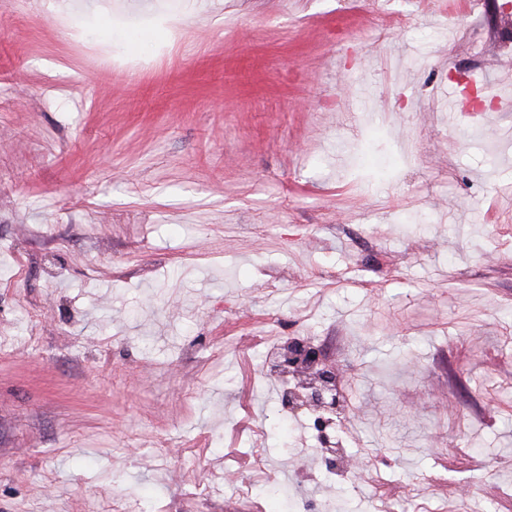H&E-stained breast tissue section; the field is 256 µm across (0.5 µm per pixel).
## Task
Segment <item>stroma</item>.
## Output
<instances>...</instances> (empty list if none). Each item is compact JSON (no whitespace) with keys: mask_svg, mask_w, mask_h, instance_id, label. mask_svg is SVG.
<instances>
[{"mask_svg":"<svg viewBox=\"0 0 512 512\" xmlns=\"http://www.w3.org/2000/svg\"><path fill=\"white\" fill-rule=\"evenodd\" d=\"M123 2L0 0V512H512V8ZM320 363L319 353L313 349H303L297 347L295 343H287L286 351L282 355V360L275 369L282 366H315ZM339 397L336 394V372L333 367L324 366L318 372V383L310 387L306 404L334 415L340 408Z\"/></svg>","mask_w":512,"mask_h":512,"instance_id":"stroma-1","label":"stroma"}]
</instances>
